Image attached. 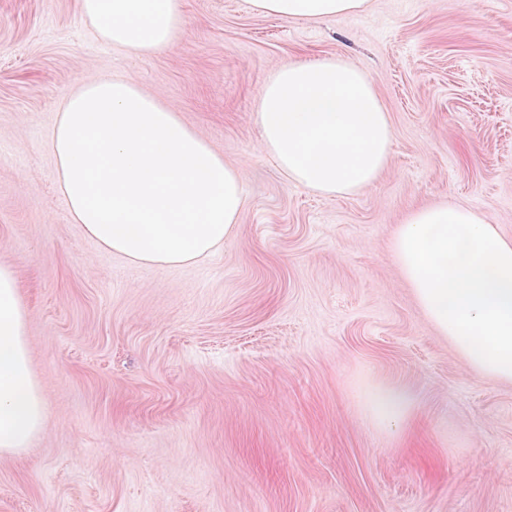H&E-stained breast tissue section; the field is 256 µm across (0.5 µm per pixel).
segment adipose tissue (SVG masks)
<instances>
[{"mask_svg": "<svg viewBox=\"0 0 512 512\" xmlns=\"http://www.w3.org/2000/svg\"><path fill=\"white\" fill-rule=\"evenodd\" d=\"M370 0H250L255 13L319 20ZM98 38L137 54L176 42L181 0H81ZM262 150L290 182L319 195L354 194L386 169L392 126L372 80L342 57L296 60L266 82L256 114ZM60 194L75 223L132 262L181 266L230 236L243 207L238 171L169 106L131 80L101 78L63 98L50 136ZM27 309L0 264V455L41 430L46 398L29 365ZM362 405L381 432L412 411L404 389L372 385Z\"/></svg>", "mask_w": 512, "mask_h": 512, "instance_id": "adipose-tissue-1", "label": "adipose tissue"}]
</instances>
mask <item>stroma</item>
Listing matches in <instances>:
<instances>
[{
	"label": "stroma",
	"instance_id": "35a3bbf8",
	"mask_svg": "<svg viewBox=\"0 0 512 512\" xmlns=\"http://www.w3.org/2000/svg\"><path fill=\"white\" fill-rule=\"evenodd\" d=\"M174 45L99 40L80 0H0V263L28 310L46 418L0 456V512H512V383L473 371L393 256L417 208L485 213L512 239V0H371L317 22L182 0ZM368 73L393 141L353 196L290 182L255 112L291 60ZM131 77L238 168L230 238L135 264L74 224L47 137L64 95ZM405 388L401 436L360 393Z\"/></svg>",
	"mask_w": 512,
	"mask_h": 512
}]
</instances>
